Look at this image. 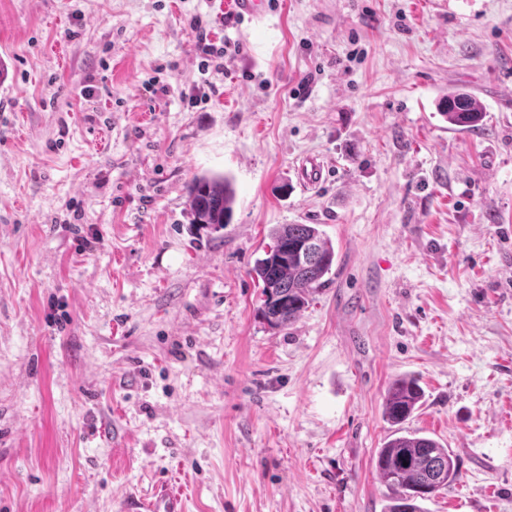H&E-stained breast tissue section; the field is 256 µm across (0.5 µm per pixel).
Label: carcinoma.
Returning a JSON list of instances; mask_svg holds the SVG:
<instances>
[{
  "label": "carcinoma",
  "instance_id": "1",
  "mask_svg": "<svg viewBox=\"0 0 512 512\" xmlns=\"http://www.w3.org/2000/svg\"><path fill=\"white\" fill-rule=\"evenodd\" d=\"M442 114L459 130H477L484 106L462 90L448 93ZM192 223L221 229L229 220L235 188L224 175H201L187 185ZM272 245L257 260L253 271L261 288L260 317L272 328L297 320L312 295L331 274L335 259L332 242L316 224H278L271 231ZM423 390L414 377L393 381L385 398L384 419L398 425L418 408ZM376 468L391 496L385 512H423L421 503L450 487L460 476L456 458L435 439L417 432L401 434L379 449Z\"/></svg>",
  "mask_w": 512,
  "mask_h": 512
}]
</instances>
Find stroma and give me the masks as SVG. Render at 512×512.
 I'll return each instance as SVG.
<instances>
[{
  "label": "stroma",
  "mask_w": 512,
  "mask_h": 512,
  "mask_svg": "<svg viewBox=\"0 0 512 512\" xmlns=\"http://www.w3.org/2000/svg\"><path fill=\"white\" fill-rule=\"evenodd\" d=\"M195 21L238 44L221 68ZM455 89L483 130L449 128ZM205 172L236 191L217 231L190 221ZM278 224L336 251L283 330L252 272ZM406 374L405 429L460 463L425 512H512V0H268L258 25L0 0V512H384ZM423 397V390L414 377H403L393 381L385 398L384 419L398 425L406 421L418 408ZM180 505V498L175 495H168L165 499L138 501L137 506L132 508V512H183Z\"/></svg>",
  "instance_id": "1"
}]
</instances>
